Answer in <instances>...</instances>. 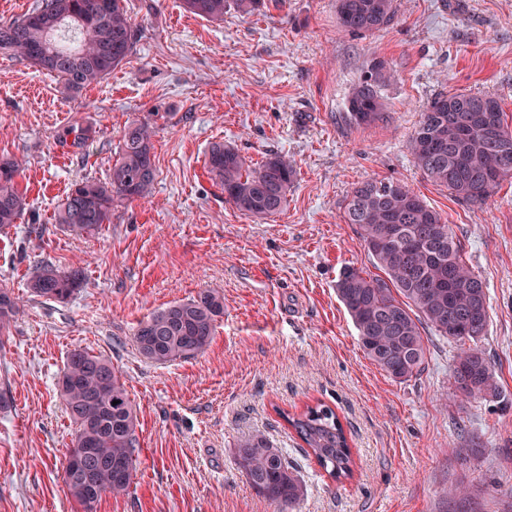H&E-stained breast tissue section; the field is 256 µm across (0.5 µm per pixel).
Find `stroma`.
Returning a JSON list of instances; mask_svg holds the SVG:
<instances>
[{
	"label": "stroma",
	"mask_w": 512,
	"mask_h": 512,
	"mask_svg": "<svg viewBox=\"0 0 512 512\" xmlns=\"http://www.w3.org/2000/svg\"><path fill=\"white\" fill-rule=\"evenodd\" d=\"M125 4L134 52L79 96L0 54V158L20 162L29 203L0 233V285L24 305L0 343V512H82L61 478L76 426L57 389L78 348L119 368L138 419L133 482L96 512H280L236 463L238 440L256 432L306 485L291 512H512V178L473 206L427 180L409 144L443 91L495 95L512 117V0H397L373 34L342 30L336 0H288L247 18L230 9L219 24L182 0ZM378 62L393 75L380 91L385 117L350 125L351 92ZM135 121L155 127L151 195L75 239L54 221L58 203L75 180L108 177ZM74 124L94 133L84 147L57 140ZM219 141L253 168L270 153L294 160L280 213L251 217L226 202L205 165ZM369 179L400 181L451 224L486 288L481 345L496 395L455 397L456 347L439 337L405 382L361 349L335 284L347 266L378 272L343 219ZM43 261L82 268L84 287L65 303L31 296ZM204 288L224 297L210 346L167 365L140 356L138 323ZM318 401L349 434L353 480L328 478L280 416Z\"/></svg>",
	"instance_id": "35a3bbf8"
}]
</instances>
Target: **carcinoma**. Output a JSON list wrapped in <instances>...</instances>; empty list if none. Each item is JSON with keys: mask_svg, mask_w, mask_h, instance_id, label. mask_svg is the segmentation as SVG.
<instances>
[{"mask_svg": "<svg viewBox=\"0 0 512 512\" xmlns=\"http://www.w3.org/2000/svg\"><path fill=\"white\" fill-rule=\"evenodd\" d=\"M35 0L19 18L0 22V53L18 56L57 77L69 96L108 78L132 54L137 33L124 0ZM244 15L265 7V0H182L183 8L210 21L224 20L229 4ZM395 0H336L339 25L351 33L386 28ZM348 102V121L371 125L382 118L377 89L392 79L381 63L369 70ZM153 127L143 121L125 131L118 157L105 181L81 179L57 206L55 223L76 237L96 234L112 221L119 202L147 198L157 177L152 153ZM414 162L433 183L460 200L482 205L500 182L512 177V125L500 100L489 94L442 92L432 98L411 138ZM208 173L225 199L245 215L267 217L282 210L296 178L294 163L272 153L250 169L233 147L210 148ZM19 164L0 159V232L14 226L27 210L19 189ZM358 226L368 253L385 277L374 278L346 266L336 294L358 331L367 357L390 378L419 375L426 362L428 337L422 325L455 343V392L466 398L496 389V373L481 346L488 325L483 281L462 255L452 228L418 195L391 180L356 186L344 213ZM79 268L35 266L32 294L64 303L82 288ZM22 305L0 287V345ZM224 315V297L214 288L186 302H174L141 321L134 333L139 354L168 364L195 357L211 343ZM65 410L76 424L62 480L82 512H95L107 494L130 487L139 448L137 416L112 361L83 349L69 353L58 377ZM279 414L305 444L324 473L341 483L354 477L357 463L347 432L336 412L317 402L293 414ZM237 463L258 494L284 508L299 503L306 487L297 469L261 433L237 443Z\"/></svg>", "mask_w": 512, "mask_h": 512, "instance_id": "obj_1", "label": "carcinoma"}]
</instances>
